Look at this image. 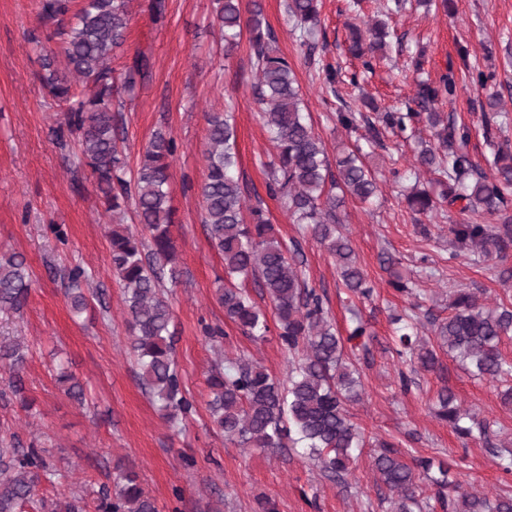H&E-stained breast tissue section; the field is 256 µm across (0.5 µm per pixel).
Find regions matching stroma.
<instances>
[{"mask_svg":"<svg viewBox=\"0 0 512 512\" xmlns=\"http://www.w3.org/2000/svg\"><path fill=\"white\" fill-rule=\"evenodd\" d=\"M350 2L323 0L317 62L311 65L296 50L285 0H259L280 49L294 64L313 128L329 154L353 148L363 135L337 124L336 112L356 109L364 97L382 112L403 108L417 82L438 80L458 63L463 47L494 79L484 91L459 83L453 103H439V111L454 112L470 127L467 150L482 166L490 148L478 103L488 92H499L502 115L495 137L512 142V0H452L445 11L423 0H407L403 10L392 14L387 11L391 0H363L358 14ZM212 11V0H168L166 18L156 24L145 7H134L127 40L114 61L122 66L140 50L151 56L152 75L122 114L120 134L129 165L137 166L156 130L171 133L178 144L171 205L183 277L170 300L176 358L197 412L175 431L143 393L129 353L123 296L110 265L111 218L79 165L75 146L55 141L63 114L41 83L42 60L34 45L45 36L40 0H0V250L23 253L35 277L24 311L0 320V333L25 337L29 345L24 377L34 408L27 411L0 398V436L14 433L25 442L40 438L59 471L55 484L39 486L40 495L49 499L80 495L93 500L121 465L138 472L160 512H205L210 505L222 512H256L262 497L273 503L274 512H387L369 456L353 464L349 485L342 488L295 453L225 442L210 421L206 379L220 356L246 355L279 379L288 370V354L276 336L252 342L225 318L216 301L224 260L206 240L198 194L207 113L233 104L238 171L248 185L263 189L264 164L274 148L251 95L248 46L240 44L225 56ZM378 20L386 21L397 39L366 71L348 51V26ZM321 61L359 71L358 86L339 83L326 89L317 67ZM429 136L426 129L417 138L383 132L381 146L369 159L379 186L374 204L346 200V230L376 289L374 298L360 306L371 334L370 360L363 368L365 394L351 411L368 435L407 440L419 455L452 462L451 473L464 490L494 493L501 487V474L482 441L459 438L434 416L432 407L441 386H449L476 420L489 422L500 440L512 441V408L500 404L496 383L471 377L444 355L441 370L419 372L409 393H401L397 385L393 316L416 304L443 314L454 288L472 289L491 303H512V289H505L487 264L463 255L450 258L449 229L467 222V215L455 207L412 213L405 199L411 181H395L390 173L394 167L415 165L417 140ZM264 205L281 238L301 240L309 279L323 293L339 336H348L352 323L346 290L331 257L303 237L280 202L268 198ZM50 224L62 225L66 244L46 234ZM386 253L399 258L401 271L413 279V295L401 296L389 287V274L381 265ZM76 264L88 269L92 285L103 291L101 300L92 301L78 319L59 275ZM216 325L224 336L215 344L205 329ZM62 361L86 383L85 406L75 405L57 383L56 367Z\"/></svg>","mask_w":512,"mask_h":512,"instance_id":"1","label":"stroma"}]
</instances>
